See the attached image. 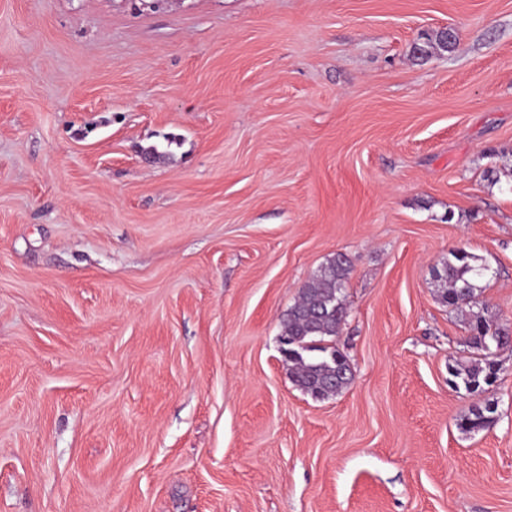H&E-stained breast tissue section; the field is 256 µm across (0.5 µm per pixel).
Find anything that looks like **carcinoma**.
<instances>
[{
    "label": "carcinoma",
    "instance_id": "cac0c4a2",
    "mask_svg": "<svg viewBox=\"0 0 512 512\" xmlns=\"http://www.w3.org/2000/svg\"><path fill=\"white\" fill-rule=\"evenodd\" d=\"M350 272V261L338 254L321 266L299 290L294 304L281 323V337L293 350L288 362L292 380L302 391L319 393L327 399L346 388L352 379L346 356L334 347L320 345L327 337H336L345 324L348 312L342 288ZM486 276V266L465 250L452 249L437 278L441 283L439 299L466 319L467 343L477 350L475 357L448 366L456 388L468 394L490 391L497 382L498 353L512 349V335L490 317L473 312L477 305L478 281ZM492 403L474 406L465 416L463 426L473 432L490 427Z\"/></svg>",
    "mask_w": 512,
    "mask_h": 512
}]
</instances>
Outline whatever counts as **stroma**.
Here are the masks:
<instances>
[{"mask_svg":"<svg viewBox=\"0 0 512 512\" xmlns=\"http://www.w3.org/2000/svg\"><path fill=\"white\" fill-rule=\"evenodd\" d=\"M458 247L512 330V0H0V512H512ZM339 253L315 400L280 322ZM486 266L478 264L476 256L464 250L452 249L448 260L444 261L437 278L441 283L439 299L442 303L467 315V343L477 352L476 357L456 361L448 366L456 388L468 394H481L490 391L497 382L499 364L498 353L512 349V336L491 318L482 313H474L477 305V282L486 276ZM472 312V313H471ZM492 403H486L484 407L474 406L469 410V413L465 416L463 426L473 432H479L490 427L492 420L486 413H493Z\"/></svg>","mask_w":512,"mask_h":512,"instance_id":"stroma-1","label":"stroma"}]
</instances>
